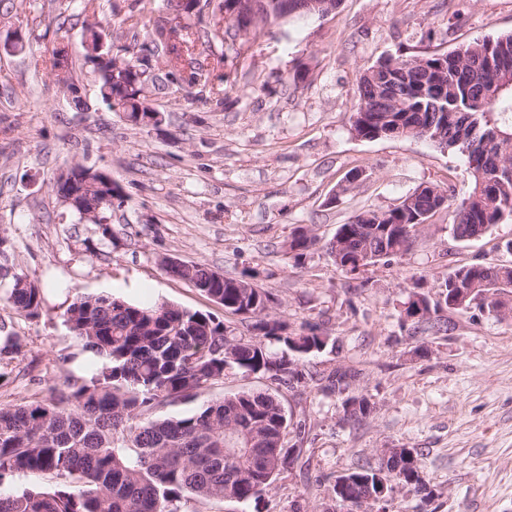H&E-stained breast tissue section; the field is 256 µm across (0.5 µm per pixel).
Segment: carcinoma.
Masks as SVG:
<instances>
[{
	"mask_svg": "<svg viewBox=\"0 0 512 512\" xmlns=\"http://www.w3.org/2000/svg\"><path fill=\"white\" fill-rule=\"evenodd\" d=\"M192 0H167V12L152 16L150 2L126 18L141 29L161 51L169 76L188 81L195 93L215 95L197 71L203 47L224 45L236 38L230 30L217 40L209 30L187 21ZM240 0H204L212 14L224 13L235 27L253 18L277 19L281 0H249L248 14L236 8ZM81 40L104 46L95 56L82 55L81 67L96 77L103 104L125 118L155 111L149 96L133 90L131 74L112 70V43L94 26L83 27ZM400 138H424L465 156L473 186L459 201L433 183L418 186L387 211H362L340 224L325 247L336 267L357 276L368 268L402 256L412 246L419 227L441 208L453 209L454 237L477 239L491 227L512 219V33L465 44L449 53L425 56L401 53L366 69L358 85L351 130L358 138H380L393 127ZM79 206L98 211V223H107L112 203L104 193L88 188ZM317 238L298 231L288 252L301 259ZM182 280L224 307V311L251 322L260 340L237 338L224 321L173 304L141 306L110 295L78 296L63 316L86 351L102 360L89 377L67 376L50 398L0 405V482L17 472L44 473L52 483L21 493L0 492V512H181L182 500L260 499L291 449L285 445L290 421L278 399L269 392L226 395L201 410L182 417L150 419V411L166 402L188 399L216 382L226 372L267 373L289 384L309 379L321 389L343 396L342 407L351 424L372 412L369 401L351 390L353 375H328L297 370L288 353L323 351L328 337L309 332L290 333L282 322L269 318L268 291L243 278L211 279L201 263L167 267ZM475 287L485 299L479 307L504 319L512 315L502 299L512 288V265L472 264L448 273L438 284L437 298L418 293L408 300L406 316L423 308L417 322L439 333L447 323L439 312L464 313L471 301L448 303L443 288L458 293ZM0 300L29 318L40 315L43 289L39 285L4 289ZM279 343L278 355L268 345ZM396 473L384 478L390 485L409 488L430 498L422 458L413 450L392 451ZM337 497L345 499L340 512H356L370 487L377 491L376 474L358 467L336 479Z\"/></svg>",
	"mask_w": 512,
	"mask_h": 512,
	"instance_id": "carcinoma-1",
	"label": "carcinoma"
}]
</instances>
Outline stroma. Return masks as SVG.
<instances>
[{"label":"stroma","mask_w":512,"mask_h":512,"mask_svg":"<svg viewBox=\"0 0 512 512\" xmlns=\"http://www.w3.org/2000/svg\"><path fill=\"white\" fill-rule=\"evenodd\" d=\"M135 0H96L95 21L114 47L151 54L144 31L123 25ZM55 0H0V237L6 266L40 285L44 307L29 318L0 302V344L22 352L0 385V403L49 396L65 376L100 367L65 325L80 295L134 304H175L213 314L234 335L248 322L160 261L173 256L230 276L248 275L272 295L269 313L299 332L311 324L331 345L301 368L356 374L353 390L374 410L343 420L342 399L307 381L287 386L262 373H227L196 397L158 406V418L187 416L224 395L267 391L304 438L287 434L297 461L284 466L259 503L188 499L184 512H332L337 477L374 467L384 448L422 454L435 498L396 493L393 512H512V318L471 308L443 311L447 332L414 328L404 316L414 288L436 293L456 268L512 260V219L472 240L454 238L451 209L438 210L403 256L352 279L322 247L363 210L386 211L418 185L467 197L464 158L425 139L354 137L361 73L401 53L450 52L512 32V0H340L327 16L294 19L227 50L202 55L220 102L187 85L152 95L159 126H133L98 98L79 71L80 101L55 85L45 61L56 47L80 60L83 16L60 24ZM108 173L120 187L107 226L79 220L52 185L71 164ZM366 177L340 193L351 170ZM319 238L301 262L285 247L299 228Z\"/></svg>","instance_id":"35a3bbf8"}]
</instances>
